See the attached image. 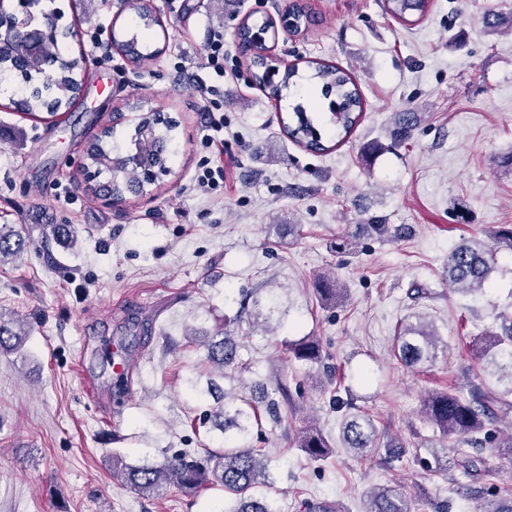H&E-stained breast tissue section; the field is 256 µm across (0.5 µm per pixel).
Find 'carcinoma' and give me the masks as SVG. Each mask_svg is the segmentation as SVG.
Masks as SVG:
<instances>
[{
	"label": "carcinoma",
	"mask_w": 512,
	"mask_h": 512,
	"mask_svg": "<svg viewBox=\"0 0 512 512\" xmlns=\"http://www.w3.org/2000/svg\"><path fill=\"white\" fill-rule=\"evenodd\" d=\"M388 12L397 20L407 23L409 17H423L429 0H386ZM312 23V14L305 5L295 3L288 11L290 32L299 34ZM257 25L250 16L242 19L237 38L239 44L250 53V63L258 69L256 82L270 89L274 96L282 90L296 85L298 68L284 70L278 84L266 81V64L269 47L255 45L250 38ZM115 47L127 60L138 65L150 58L138 49L134 38L115 41ZM20 53L17 46H0V77L10 78L13 60ZM83 57L66 54V47L57 43L56 54L29 64L37 74L44 75L39 86L18 88L20 104L30 116L45 111L55 115L54 109L71 105L80 89L78 76L82 70ZM314 77L323 82L322 90L327 96L335 95L329 103L326 125L333 128L337 142H342L360 122L363 106L352 77L344 70L328 63H318ZM415 120L412 112H400L396 126L390 133L391 145H401L409 136ZM283 132L294 143L305 150L320 154L331 147L325 144L316 119L301 109L293 116L280 118ZM178 124L159 110H151L140 117L129 143L121 147L108 145L114 130L107 128L88 146V166L95 169V176L109 175L103 190L108 195L125 198V194H137L147 184L146 171L158 169L157 176L168 172L167 152L173 141V132ZM26 244L21 234L5 224L0 227V264L24 252ZM495 258L491 247L478 240H470L456 246L448 255V282L454 289L465 293H480L489 285ZM317 299L328 306H339L345 298V289L328 275L319 277L316 288ZM31 333L26 321L6 320L0 315V352L20 350ZM439 339L434 330L422 324H404L396 337L395 358L406 368H418L435 362ZM205 350V362L209 368L227 377L241 371L244 362L238 341L218 328L214 339L201 343ZM289 356L297 361L317 364L323 360V347L316 336H303L288 343ZM472 353L480 361L494 368L497 381L504 389L495 397L500 411L512 412V323L503 327V333H486L474 339ZM189 390L197 399L207 396L217 401L209 414L203 418L218 420L216 426L224 434V447L203 448L193 452H182L167 457L161 463L144 461L138 465H120L117 474L121 480L145 498H156L173 487L189 496L208 486H219L224 493L234 497L236 505L231 512H277L276 501L264 494L256 493L261 486L270 483L268 458L262 448L252 445L253 431L261 428L263 414L276 420L287 419L281 408L290 404L286 379H276L274 393L280 398L267 395L246 398L226 393L214 381L209 380L207 390L200 391L193 382ZM424 420L445 436H472L482 433L486 423L497 418L486 398L475 391L471 399L462 398L453 389L431 390L422 399ZM378 432L374 420L362 411L348 416L342 426L344 447L354 450L364 458L371 449L378 447ZM296 447L303 449L312 461H325L334 451L328 437L317 427L309 425L299 430L295 437ZM363 512H410L405 496L391 486L375 487L366 494Z\"/></svg>",
	"instance_id": "obj_1"
}]
</instances>
